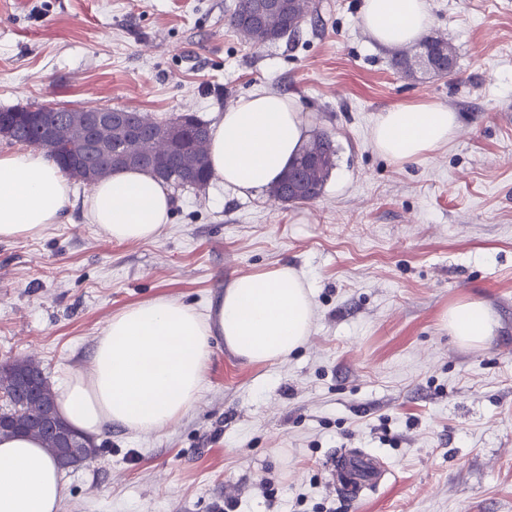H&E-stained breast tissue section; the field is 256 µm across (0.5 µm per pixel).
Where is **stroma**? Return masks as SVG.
<instances>
[{"label": "stroma", "mask_w": 512, "mask_h": 512, "mask_svg": "<svg viewBox=\"0 0 512 512\" xmlns=\"http://www.w3.org/2000/svg\"><path fill=\"white\" fill-rule=\"evenodd\" d=\"M234 3L0 0V109L212 123L265 90L336 145L310 203L176 187L155 239L116 244L75 182L62 223L0 242V362L35 359L55 385L88 368L112 314L148 299L205 317L233 276L285 263L314 305L307 341L275 363L215 339L195 406L161 431L102 435L97 459L67 471L61 512H512V0H427L430 34L457 55L451 79L397 71L359 23L363 0H309L297 35L257 45L227 25ZM423 101L458 128L393 163L370 130ZM471 299L496 326L462 346L444 317ZM355 448L389 469L356 501L331 466Z\"/></svg>", "instance_id": "1"}]
</instances>
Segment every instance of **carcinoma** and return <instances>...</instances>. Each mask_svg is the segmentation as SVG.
I'll return each mask as SVG.
<instances>
[{
    "label": "carcinoma",
    "mask_w": 512,
    "mask_h": 512,
    "mask_svg": "<svg viewBox=\"0 0 512 512\" xmlns=\"http://www.w3.org/2000/svg\"><path fill=\"white\" fill-rule=\"evenodd\" d=\"M256 0H236L233 11L228 16L229 26L244 40L253 43L274 42L286 35L299 33L304 22L305 7L294 4L290 12L280 10L270 12L254 23L249 21L253 5ZM421 46L438 51L445 55H455V51L448 41L439 36H428L421 41ZM412 54L407 50L396 52L391 60L392 66L406 74L412 75ZM194 121L187 133V138L170 157V166L166 173L161 175L165 181L176 186L181 185L184 173L197 172V185L201 186L210 180L211 173L208 162L209 135H198L196 128L201 126L209 130L208 123L190 115ZM12 141L29 147L42 149L36 130L25 124L17 125L13 130ZM154 142L150 135H140L124 139L112 144V149L129 150L149 160L153 153ZM336 146L331 136L319 135L302 147L298 157L283 173L281 178L271 186L272 195L283 202L308 203L316 200L323 193L324 186L335 166ZM16 432H24L38 438L53 458L62 455L63 449L50 437L38 431H30L21 426L14 427Z\"/></svg>",
    "instance_id": "cac0c4a2"
}]
</instances>
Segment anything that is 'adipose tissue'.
Instances as JSON below:
<instances>
[{
  "label": "adipose tissue",
  "instance_id": "ef3b65f1",
  "mask_svg": "<svg viewBox=\"0 0 512 512\" xmlns=\"http://www.w3.org/2000/svg\"><path fill=\"white\" fill-rule=\"evenodd\" d=\"M359 20L381 47L417 42L429 30L427 0H364ZM455 112L431 102L399 104L371 130L379 153L404 164L447 144ZM309 126L287 96L257 91L219 115L211 126V172L226 190L245 196L275 183L308 137ZM68 178L45 153H0V241L40 236L60 223L70 203ZM171 190L148 172L123 169L93 184L87 215L112 242L149 241L169 221ZM309 291L290 266L234 276L212 318L167 297L113 314L96 336L89 371H73L57 399L61 416L99 439L112 426L155 432L195 405L204 385L214 337L253 364L272 363L301 347L311 333ZM457 342L478 345L492 336L488 307L466 300L449 308ZM64 474L40 440L0 436V512H60Z\"/></svg>",
  "mask_w": 512,
  "mask_h": 512
}]
</instances>
